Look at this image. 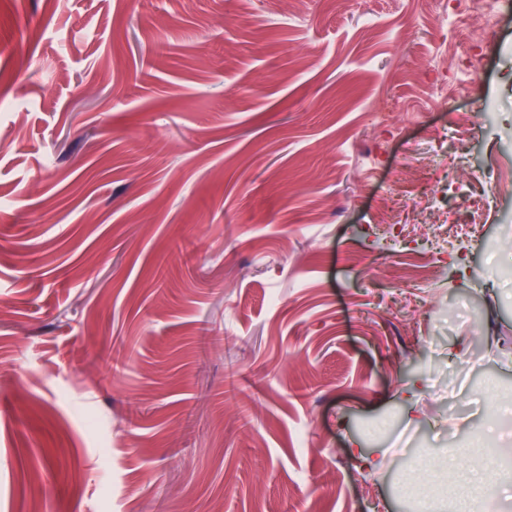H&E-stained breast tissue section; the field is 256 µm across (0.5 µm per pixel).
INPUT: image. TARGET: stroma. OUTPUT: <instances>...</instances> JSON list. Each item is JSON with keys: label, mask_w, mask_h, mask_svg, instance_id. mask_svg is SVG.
Returning a JSON list of instances; mask_svg holds the SVG:
<instances>
[{"label": "stroma", "mask_w": 512, "mask_h": 512, "mask_svg": "<svg viewBox=\"0 0 512 512\" xmlns=\"http://www.w3.org/2000/svg\"><path fill=\"white\" fill-rule=\"evenodd\" d=\"M468 13L0 0V512H412L470 466L512 400V0ZM415 448L460 454L419 487Z\"/></svg>", "instance_id": "35a3bbf8"}]
</instances>
